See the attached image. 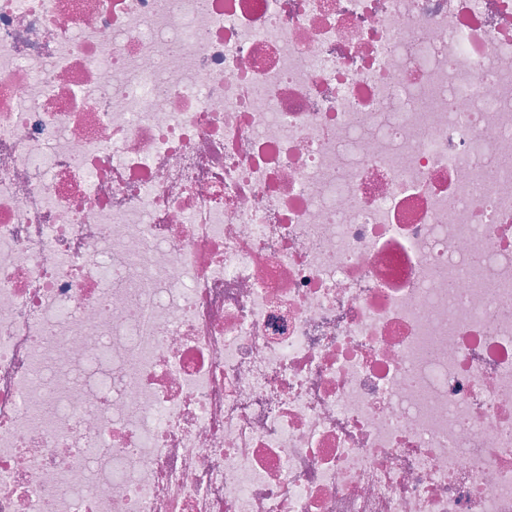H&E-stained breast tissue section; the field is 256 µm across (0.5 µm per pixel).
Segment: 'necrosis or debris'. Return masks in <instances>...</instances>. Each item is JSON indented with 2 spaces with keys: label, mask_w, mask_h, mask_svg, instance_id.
Instances as JSON below:
<instances>
[{
  "label": "necrosis or debris",
  "mask_w": 512,
  "mask_h": 512,
  "mask_svg": "<svg viewBox=\"0 0 512 512\" xmlns=\"http://www.w3.org/2000/svg\"><path fill=\"white\" fill-rule=\"evenodd\" d=\"M0 512H512V0H0Z\"/></svg>",
  "instance_id": "necrosis-or-debris-1"
}]
</instances>
